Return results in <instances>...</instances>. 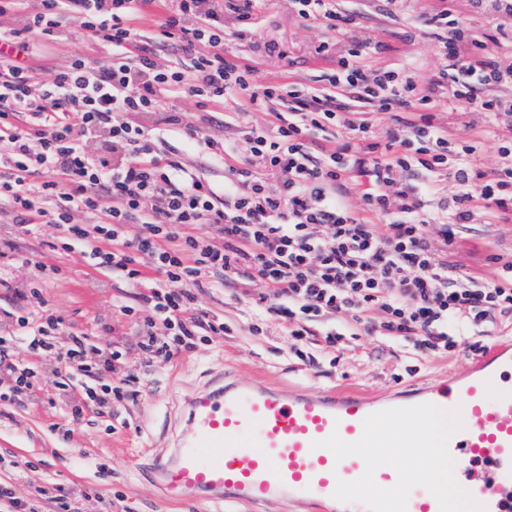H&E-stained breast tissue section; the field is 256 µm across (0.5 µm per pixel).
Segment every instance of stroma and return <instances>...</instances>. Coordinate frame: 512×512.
<instances>
[{"label":"stroma","mask_w":512,"mask_h":512,"mask_svg":"<svg viewBox=\"0 0 512 512\" xmlns=\"http://www.w3.org/2000/svg\"><path fill=\"white\" fill-rule=\"evenodd\" d=\"M435 0H341L355 16L354 35L374 46L366 65L417 68L431 74L440 68L432 36L415 25L417 16ZM456 13L475 31L495 34L502 52L512 55V18L474 12L470 0H453ZM254 29L247 39L227 33L226 47L237 50L254 66L261 80L278 81L285 74L314 84L330 63L318 57L316 46L332 40L344 51L346 36L325 25L299 18L290 0H263L256 8ZM282 42L287 62L264 59L258 46ZM184 110L200 136L223 140L242 137L251 125L234 100L223 107L199 108L187 102ZM448 258L461 272L487 282L496 281L502 261H512V220L477 214L456 235ZM61 276L40 285L41 296L62 317L68 329L55 336L66 344L69 331L86 333L90 343L123 349V374L136 378L133 396L113 402L111 410L86 408L80 421L68 416L67 397L47 391L41 399L19 395L0 400V488L33 504L37 512H51L50 496L64 495L69 512H217L216 506L162 505L146 473L136 471L135 456L156 453L179 414L181 398L205 382L210 373L228 369L245 381L270 379L282 384L337 385L385 389L416 378L458 368L470 354L460 347L448 354L408 353L400 342L360 335L331 354L317 351L308 338L280 331L253 332V307L235 298L232 288H203L199 300L212 319L223 322L220 335L203 334L195 348L168 360L153 358L139 346L138 326L119 315L115 301H123L148 317L143 288L112 272L90 267L81 249L47 254ZM305 358H297L296 350Z\"/></svg>","instance_id":"stroma-1"}]
</instances>
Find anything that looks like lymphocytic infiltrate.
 <instances>
[{
	"label": "lymphocytic infiltrate",
	"instance_id": "lymphocytic-infiltrate-1",
	"mask_svg": "<svg viewBox=\"0 0 512 512\" xmlns=\"http://www.w3.org/2000/svg\"><path fill=\"white\" fill-rule=\"evenodd\" d=\"M153 2L40 0L33 10L29 0H0V210L14 218L0 226V258L43 225L65 226L49 250L79 244L94 269L147 290L140 346L152 357L194 348L201 331L223 333L198 302L207 278L218 287L264 284L259 334L275 325L298 338L318 335L335 350L357 331L443 354L469 336L481 350L485 328L512 314V261L487 283L460 273L446 248L477 213L512 220V138L490 144L499 163L487 171L477 160L489 144L448 132L435 114L447 100L495 124L512 118V99L487 92L512 82L497 38L474 33L450 6L434 8L422 22L447 60L440 70L367 67V46L353 39L325 73L329 92L318 94L298 81H258L255 67L225 48V17L247 28L256 0H170L149 37L138 23ZM292 4L304 21L341 33L355 25L336 0ZM71 24L83 43L108 49V63L74 51L66 65L42 73L40 47L59 42ZM162 43L176 48L163 63ZM339 88L390 113L384 137L341 103ZM228 99L264 119L219 146L179 106ZM163 135L222 169L223 181L161 154ZM259 166L277 177L276 188L257 176ZM443 175L453 191L438 204ZM355 191L356 209L347 203ZM78 214L92 224L75 223ZM130 224L140 225L139 235H128ZM198 224L210 225L211 237L195 235ZM433 229L443 251L430 244ZM61 327L45 305L9 314L0 329V381L9 380V393L36 398L43 390L13 357L23 346L77 369L74 388L84 400L127 397L129 378L113 377L121 351L89 345L77 331L56 346Z\"/></svg>",
	"mask_w": 512,
	"mask_h": 512
}]
</instances>
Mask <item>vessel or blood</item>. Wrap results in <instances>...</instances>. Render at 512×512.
I'll list each match as a JSON object with an SVG mask.
<instances>
[{
    "label": "vessel or blood",
    "instance_id": "b4317fda",
    "mask_svg": "<svg viewBox=\"0 0 512 512\" xmlns=\"http://www.w3.org/2000/svg\"><path fill=\"white\" fill-rule=\"evenodd\" d=\"M431 403L459 410L462 427L448 451L459 485L484 512H512V338L490 344L464 367L369 393L335 387H289L222 372L187 396L167 448L156 453L152 482L163 503L206 502L264 512L301 501L310 512H369L334 498L338 481L365 471L363 459H336L320 447L331 434L357 441L371 414ZM406 512H440L424 488Z\"/></svg>",
    "mask_w": 512,
    "mask_h": 512
}]
</instances>
